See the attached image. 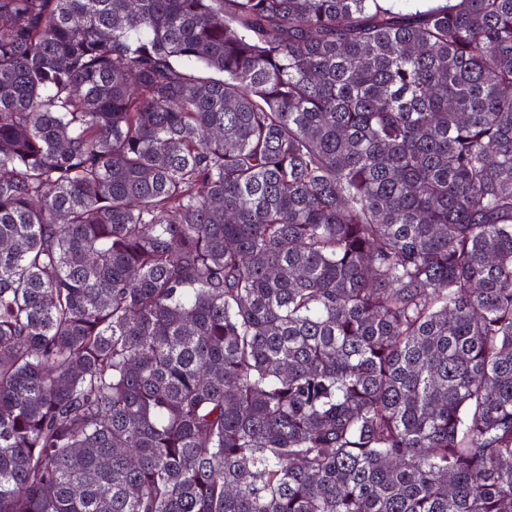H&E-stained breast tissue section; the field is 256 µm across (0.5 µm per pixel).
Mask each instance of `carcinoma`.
Segmentation results:
<instances>
[{
  "label": "carcinoma",
  "mask_w": 512,
  "mask_h": 512,
  "mask_svg": "<svg viewBox=\"0 0 512 512\" xmlns=\"http://www.w3.org/2000/svg\"><path fill=\"white\" fill-rule=\"evenodd\" d=\"M0 0V512H512V0Z\"/></svg>",
  "instance_id": "1"
}]
</instances>
